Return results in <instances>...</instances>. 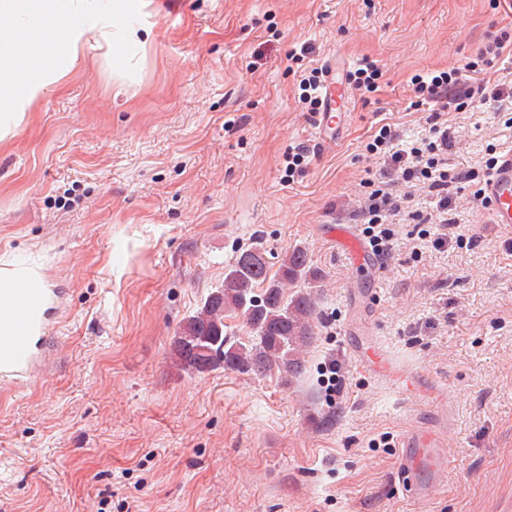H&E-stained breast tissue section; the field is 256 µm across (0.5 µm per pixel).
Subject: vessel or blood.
Returning a JSON list of instances; mask_svg holds the SVG:
<instances>
[{
    "label": "vessel or blood",
    "mask_w": 512,
    "mask_h": 512,
    "mask_svg": "<svg viewBox=\"0 0 512 512\" xmlns=\"http://www.w3.org/2000/svg\"><path fill=\"white\" fill-rule=\"evenodd\" d=\"M326 70L324 110L314 121V138L317 145L329 150L335 147L347 122L344 107L350 89L343 70L332 63L327 64ZM479 200L492 223L512 228V148L503 151L485 175ZM322 233L347 253L357 274L372 276L379 272L380 258L365 247L350 225L326 224ZM347 349L362 371L384 381L398 395L415 394L427 401L431 420L403 436L398 467L403 492L416 501H426L434 488L448 478L446 435L453 418L448 409L447 388L437 387L422 372L397 363L364 331H348ZM38 359L39 349L29 337L0 334V383L26 378Z\"/></svg>",
    "instance_id": "vessel-or-blood-1"
}]
</instances>
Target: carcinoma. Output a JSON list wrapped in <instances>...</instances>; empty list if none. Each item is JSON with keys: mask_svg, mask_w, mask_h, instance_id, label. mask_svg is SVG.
Wrapping results in <instances>:
<instances>
[{"mask_svg": "<svg viewBox=\"0 0 512 512\" xmlns=\"http://www.w3.org/2000/svg\"><path fill=\"white\" fill-rule=\"evenodd\" d=\"M295 281L308 289L285 295L284 288ZM319 281L300 246L286 253L273 277L263 251H239L224 273V284L182 322L173 337V358L181 369L198 374L224 369L258 376L276 366L291 377L301 375L316 314L312 288ZM228 314L243 318L253 333L250 340L242 342L228 332Z\"/></svg>", "mask_w": 512, "mask_h": 512, "instance_id": "carcinoma-1", "label": "carcinoma"}]
</instances>
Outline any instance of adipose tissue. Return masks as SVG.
I'll list each match as a JSON object with an SVG mask.
<instances>
[{
  "label": "adipose tissue",
  "instance_id": "adipose-tissue-1",
  "mask_svg": "<svg viewBox=\"0 0 512 512\" xmlns=\"http://www.w3.org/2000/svg\"><path fill=\"white\" fill-rule=\"evenodd\" d=\"M89 0H0V142L9 140L24 123L34 103L65 76L78 58L87 32L85 6ZM56 42L57 50L41 64L33 63L32 50ZM49 293L41 270L24 261L0 267V331L12 336L39 335L55 317L53 304H45L33 321L15 319L7 291L16 287Z\"/></svg>",
  "mask_w": 512,
  "mask_h": 512
}]
</instances>
